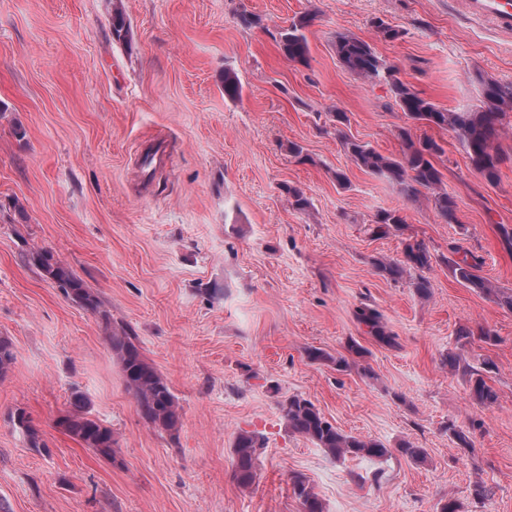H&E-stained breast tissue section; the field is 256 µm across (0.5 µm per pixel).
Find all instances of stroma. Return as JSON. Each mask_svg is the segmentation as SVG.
<instances>
[{
  "instance_id": "35a3bbf8",
  "label": "stroma",
  "mask_w": 512,
  "mask_h": 512,
  "mask_svg": "<svg viewBox=\"0 0 512 512\" xmlns=\"http://www.w3.org/2000/svg\"><path fill=\"white\" fill-rule=\"evenodd\" d=\"M114 0H0V336L15 360L0 380V501L10 512H301L303 475L325 512H512V309L467 288L447 260L469 252L479 273L512 292V116L498 140L496 183L474 171L454 132L410 126L388 85L337 60L346 33L369 42L421 96L451 112L482 103L479 76L512 83V35L467 22L458 0H121L127 42L113 41ZM262 17L246 29L241 11ZM313 15L310 64L283 57L270 32ZM403 30L384 41L374 23ZM240 76V99L218 77ZM399 156L400 129L443 146L436 159L456 202L433 205L355 166L334 130ZM301 145L305 163L288 152ZM164 162L152 176L147 150ZM349 188H340L335 172ZM310 205L293 209L285 186ZM399 230L375 237L377 212ZM423 241L437 258L430 297L373 262ZM46 249L132 331L182 407L176 436L142 419L102 321L65 297L28 255ZM375 309L395 338L361 320ZM491 341L458 344L462 327ZM365 351L337 370L349 343ZM329 354L308 359L309 349ZM463 353L490 363L497 394L484 407L465 376L442 364ZM110 427L116 460L56 427L73 390ZM310 399L345 433L393 448L383 464L337 461L289 432L288 397ZM24 408L46 449L30 447L9 415ZM472 445L459 447L451 430ZM265 439L249 490L232 477L238 432ZM425 449L416 462L402 443ZM489 495L470 496L474 481Z\"/></svg>"
}]
</instances>
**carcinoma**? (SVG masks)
<instances>
[{
	"label": "carcinoma",
	"mask_w": 512,
	"mask_h": 512,
	"mask_svg": "<svg viewBox=\"0 0 512 512\" xmlns=\"http://www.w3.org/2000/svg\"><path fill=\"white\" fill-rule=\"evenodd\" d=\"M313 17L305 13L293 18L290 24L280 28L274 40L282 55L290 62L308 66L310 45L307 31ZM130 25L119 7L112 11V39L126 42L129 39ZM336 56L343 67L358 76L370 80L384 79L389 82L396 104L407 119L433 125L441 129H451L463 147L473 170L493 183L498 178L502 157L496 141L503 128V120L512 112V83H501L491 78H479L483 92V106L468 112H450L440 109L422 97L412 86L399 78L400 68L395 63L382 59L365 40L340 34L336 37ZM224 96L237 99L242 94V83L238 74L229 68L221 75ZM336 134L348 154L349 159L359 168L392 183L402 186L408 199L417 201L428 192L439 215L445 221L455 219V201L443 188L442 175L434 164V158L443 153V148L430 137L414 139L410 131L403 128L399 132L401 153L398 157L387 156L370 145L348 137L341 129L347 117L343 112L334 113ZM404 223L395 211H382L373 220L372 234L383 236L390 229ZM30 259L43 275L58 284L65 296L79 304L84 310L98 316L105 324H110V316L101 309V302L81 278L67 265L54 258L44 249L30 253ZM435 257L421 240L407 239L402 242V259H379L375 262L376 271L391 280L408 276L414 280L417 291L426 295L430 290V280L426 273L433 268ZM454 278L478 292H493L490 281L476 274L478 263L473 258L462 256L458 260H447ZM361 318L368 323L374 335L383 342H390L392 336L380 321L373 309L363 310ZM113 357L121 366L124 382L134 397L143 419L153 428L174 435L181 424V406L162 373L149 362L136 345V337L125 328L113 329L108 336ZM315 361H327L344 370L351 362L345 356L336 358L318 350L308 352ZM15 359L11 341L0 336V379L4 378ZM450 370L462 371L470 386V395L478 404L490 406L497 396L488 386L482 368L462 362V356L450 353L443 360ZM283 417L288 429L306 438L323 449L336 460L348 457L368 460H385L392 455V449L382 442L341 432L330 423L307 398L292 396L282 405ZM12 426L20 431L32 448H43L39 430L30 416L22 408L10 414ZM61 428L86 448H92L101 455L115 459L112 429L90 415L89 402L79 391L72 392L70 410L56 420ZM264 449L261 435L242 431L235 440L232 452V476L243 489L252 487L258 477L260 456ZM292 494L301 505L302 512H324V506L312 486L301 476L292 477Z\"/></svg>",
	"instance_id": "obj_1"
}]
</instances>
